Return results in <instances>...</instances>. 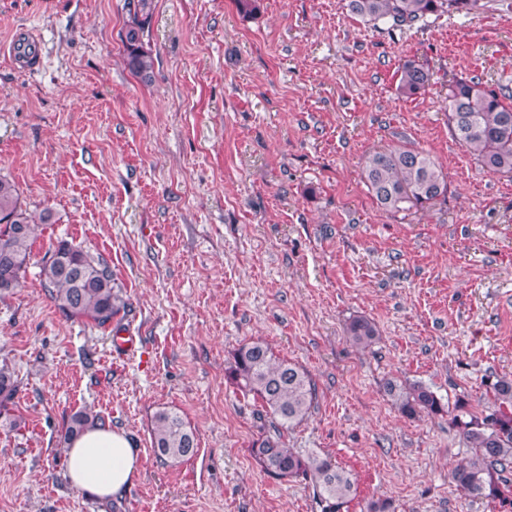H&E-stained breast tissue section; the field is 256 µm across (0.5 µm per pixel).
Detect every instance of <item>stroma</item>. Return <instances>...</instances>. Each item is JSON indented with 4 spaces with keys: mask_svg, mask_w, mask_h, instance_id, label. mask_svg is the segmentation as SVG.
Listing matches in <instances>:
<instances>
[{
    "mask_svg": "<svg viewBox=\"0 0 512 512\" xmlns=\"http://www.w3.org/2000/svg\"><path fill=\"white\" fill-rule=\"evenodd\" d=\"M410 29L372 27L347 0H154L136 75L127 0H0V175L38 225L18 288L0 294V366L17 387L0 415V512H320L307 482L281 484L250 455L253 398L227 380L260 340L306 369L316 399L287 444L331 455L356 493L342 512H501L448 474L472 450L451 415L403 416L387 380L422 383L482 415L512 376V174L481 170L453 137L448 86L512 91V0ZM38 40L39 64L9 59ZM431 86L405 96L399 66ZM424 151L448 197L380 209L367 155ZM67 240L101 254L126 308L110 326L65 318L40 271ZM378 341L352 345V318ZM137 352L116 355L115 333ZM89 409L140 455L130 485L99 498L68 478L69 417ZM178 413L197 452L170 463L150 421ZM397 73H399L398 89L409 96L424 92L430 86L433 77V73L427 66L414 59L405 60Z\"/></svg>",
    "mask_w": 512,
    "mask_h": 512,
    "instance_id": "1",
    "label": "stroma"
}]
</instances>
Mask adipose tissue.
Listing matches in <instances>:
<instances>
[{
  "label": "adipose tissue",
  "instance_id": "ef3b65f1",
  "mask_svg": "<svg viewBox=\"0 0 512 512\" xmlns=\"http://www.w3.org/2000/svg\"><path fill=\"white\" fill-rule=\"evenodd\" d=\"M139 465V456L128 436L108 426L88 427L73 439L68 450L72 485L100 498L130 483Z\"/></svg>",
  "mask_w": 512,
  "mask_h": 512
}]
</instances>
